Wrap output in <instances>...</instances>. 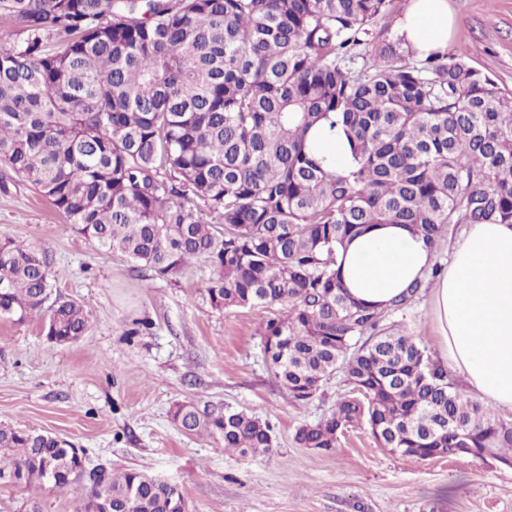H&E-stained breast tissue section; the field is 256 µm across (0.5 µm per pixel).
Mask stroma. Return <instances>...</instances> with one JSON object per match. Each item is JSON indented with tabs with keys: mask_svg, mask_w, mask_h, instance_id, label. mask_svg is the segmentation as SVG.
<instances>
[{
	"mask_svg": "<svg viewBox=\"0 0 512 512\" xmlns=\"http://www.w3.org/2000/svg\"><path fill=\"white\" fill-rule=\"evenodd\" d=\"M448 54L512 96V0H448ZM65 217L22 180L0 190V240L38 242L53 268V294L92 311L86 335L50 342L41 319L0 320V423L48 432L84 452L87 467L134 468L181 489L188 512H512V468L495 460L404 458L367 427L336 450L300 447L297 428L330 412L347 390L332 376L310 400L290 401L265 354L262 330L285 306L212 307L213 268L194 260L175 281L143 283L137 263L66 230ZM390 324L439 353L429 292L391 311ZM259 417L274 448L242 457L179 429L175 404ZM75 512L71 493L0 487V512Z\"/></svg>",
	"mask_w": 512,
	"mask_h": 512,
	"instance_id": "1",
	"label": "stroma"
}]
</instances>
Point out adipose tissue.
I'll use <instances>...</instances> for the list:
<instances>
[{"mask_svg": "<svg viewBox=\"0 0 512 512\" xmlns=\"http://www.w3.org/2000/svg\"><path fill=\"white\" fill-rule=\"evenodd\" d=\"M452 24L448 0H410L395 35L424 57L445 50ZM434 262L404 224L374 225L337 255L347 294L377 310L391 308ZM430 303L443 364L466 393L512 412V224L466 225Z\"/></svg>", "mask_w": 512, "mask_h": 512, "instance_id": "1", "label": "adipose tissue"}]
</instances>
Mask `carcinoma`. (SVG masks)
Segmentation results:
<instances>
[{"instance_id":"carcinoma-1","label":"carcinoma","mask_w":512,"mask_h":512,"mask_svg":"<svg viewBox=\"0 0 512 512\" xmlns=\"http://www.w3.org/2000/svg\"><path fill=\"white\" fill-rule=\"evenodd\" d=\"M393 0H0L21 28L0 45V188L19 177L68 227L172 279L191 260L214 268L215 308L287 306L267 321L270 367L295 402L341 372L349 391L297 429L330 452L366 425L385 448L434 457L457 437L470 456L512 460V422L467 398L388 311L346 294L340 247L374 224H407L438 251L451 224L512 223V98L468 51L410 52L383 27L371 65L346 67ZM54 35L48 46L46 35ZM326 123L351 161L327 168L308 145ZM218 214L224 232L198 214ZM36 244L0 241V319L45 314L60 343L91 314L51 299ZM175 423L242 455L272 451L270 425L183 404ZM75 512H173L180 488L136 469L78 470L57 437L0 424V486L48 484Z\"/></svg>"}]
</instances>
